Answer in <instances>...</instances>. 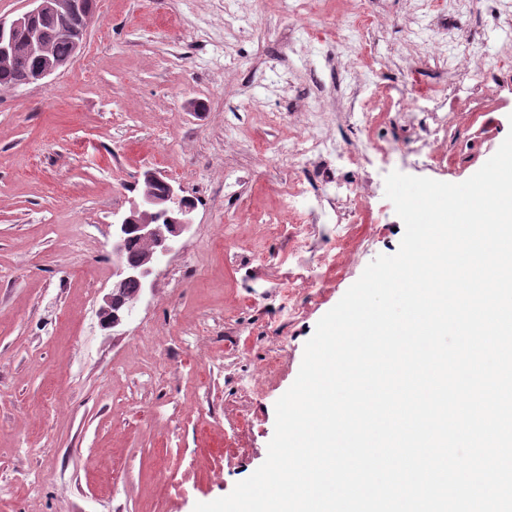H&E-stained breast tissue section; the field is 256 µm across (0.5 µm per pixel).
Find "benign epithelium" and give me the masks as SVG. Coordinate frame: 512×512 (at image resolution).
<instances>
[{"label":"benign epithelium","mask_w":512,"mask_h":512,"mask_svg":"<svg viewBox=\"0 0 512 512\" xmlns=\"http://www.w3.org/2000/svg\"><path fill=\"white\" fill-rule=\"evenodd\" d=\"M30 8L7 19L0 17V66L13 64L20 54L40 55L43 63L32 82L39 83L67 67L81 51L94 11L85 7L83 0H27ZM69 12L81 15V27L68 32L74 45L73 56L56 59L44 54L46 39L38 26L44 15ZM195 202L185 195L182 186L165 181L156 173H143V186L139 199L132 203L112 235V292L100 315L104 323L116 326L131 315L135 303L126 300L123 287L128 281L146 285L165 258L176 249L177 238L193 221L190 214ZM137 239L141 251L134 259L129 257L131 239Z\"/></svg>","instance_id":"1"}]
</instances>
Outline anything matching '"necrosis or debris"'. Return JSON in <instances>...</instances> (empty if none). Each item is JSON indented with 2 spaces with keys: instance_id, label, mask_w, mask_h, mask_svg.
<instances>
[{
  "instance_id": "4bbe7bcc",
  "label": "necrosis or debris",
  "mask_w": 512,
  "mask_h": 512,
  "mask_svg": "<svg viewBox=\"0 0 512 512\" xmlns=\"http://www.w3.org/2000/svg\"><path fill=\"white\" fill-rule=\"evenodd\" d=\"M433 56L435 60L447 64L451 82L447 89L420 96L407 119L420 121L424 127L425 138L417 151L418 157L425 163L436 165L444 159L443 147L448 139L449 123L464 122L469 113L489 96L490 88L482 72V62L475 58L469 46L460 44L452 32H440ZM303 114V132L289 135L287 147L280 150L282 160L293 162L301 158L326 156L345 169H364L369 161L367 150L351 149L334 139L321 136L325 122L323 109L307 106ZM367 199V194L352 180L333 178L317 187L299 180L289 186L279 215L267 220L266 229L271 235L289 239V258L298 269L308 273L301 285L314 288L319 283L318 278L308 272L312 261H319L327 267L353 261L354 253L347 247L350 226L346 217L365 208ZM330 212L336 217L337 252L331 256H319L315 253L309 227L320 223ZM300 284L291 278L273 281L270 288L287 305L292 302L296 287Z\"/></svg>"
}]
</instances>
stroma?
Returning <instances> with one entry per match:
<instances>
[{
	"label": "stroma",
	"mask_w": 512,
	"mask_h": 512,
	"mask_svg": "<svg viewBox=\"0 0 512 512\" xmlns=\"http://www.w3.org/2000/svg\"><path fill=\"white\" fill-rule=\"evenodd\" d=\"M339 0H97L83 51L45 84L0 90V512H193L228 495L266 459L276 401L304 346L378 255L395 254L402 220L385 196L392 171L460 183L512 131V70L491 0L447 15L415 0H369L364 32L336 38ZM452 27L482 61L494 94L450 127L444 167L404 163L413 132L398 102L370 128L335 107L357 75L418 96L448 84L426 46ZM333 104L325 133L378 146L371 211L355 216L354 262L299 289L296 316L272 329L266 274L293 276L285 239L253 223L296 178L336 164L281 165L294 109ZM182 184L193 224L132 314L98 310L112 289L113 224L144 171ZM243 180L237 193L224 174ZM236 227L225 238V225ZM287 337L279 366L249 380Z\"/></svg>",
	"instance_id": "1"
}]
</instances>
